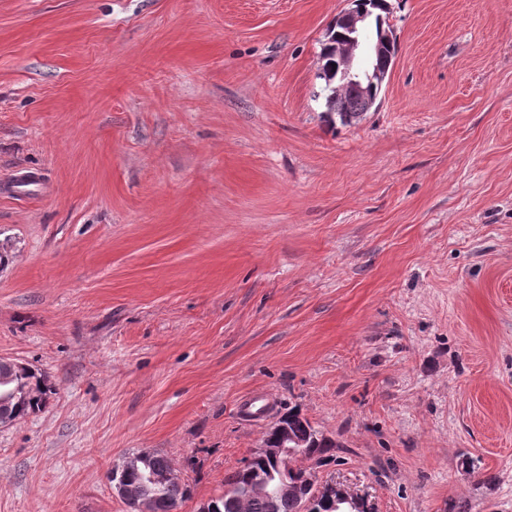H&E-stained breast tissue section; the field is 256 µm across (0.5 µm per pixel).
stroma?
<instances>
[{
    "instance_id": "obj_1",
    "label": "stroma",
    "mask_w": 512,
    "mask_h": 512,
    "mask_svg": "<svg viewBox=\"0 0 512 512\" xmlns=\"http://www.w3.org/2000/svg\"><path fill=\"white\" fill-rule=\"evenodd\" d=\"M389 3L344 126L349 0H0V181L50 188L0 196V358L52 388L0 512H126L153 450L197 512L291 406L373 512H512V0ZM353 7L341 14V22L346 25L348 31L346 44L339 54L340 80L344 85L351 88L354 93L369 103V107L365 112H369L373 107H377L376 100L372 97L371 91L377 85H382L390 71L388 67L382 68L378 65L372 69V57L380 58L384 52L385 46L392 44L396 36L389 26L385 27L386 19H382L380 23V37L378 40L370 44L365 42L363 38H359V31L363 29L367 23V18L362 11H358L354 4L357 0H352ZM336 31H342L341 28L328 29L325 42L321 48L322 72L320 78L324 80V92L326 116L330 122H333V115L343 125L350 124L354 120L360 118L366 109V102L353 93L349 88L339 87L336 81V75L331 74L332 65L336 64L334 58L333 46L330 42H339L336 39ZM365 51L370 59L368 68L358 64V56Z\"/></svg>"
}]
</instances>
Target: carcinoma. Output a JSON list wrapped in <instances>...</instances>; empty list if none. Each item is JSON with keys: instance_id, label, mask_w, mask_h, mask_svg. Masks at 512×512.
I'll list each match as a JSON object with an SVG mask.
<instances>
[{"instance_id": "carcinoma-1", "label": "carcinoma", "mask_w": 512, "mask_h": 512, "mask_svg": "<svg viewBox=\"0 0 512 512\" xmlns=\"http://www.w3.org/2000/svg\"><path fill=\"white\" fill-rule=\"evenodd\" d=\"M337 42L336 30L328 29L321 48L324 80L326 116L336 118L343 125L350 124L363 115L366 102L349 88L339 86L336 75L332 74L334 58L333 43ZM50 387L38 370L24 366L16 367L14 361L0 358V424L7 425L42 411L48 399ZM288 415V429L295 443L301 445L298 452L308 459L323 464L336 460L334 452L338 445L327 436L320 435L311 422L300 411L291 408ZM172 466L171 460L160 451H144L136 454L113 475L135 487L142 495L154 500L155 512H177L179 505L190 499L193 490L190 484L179 481L161 487L151 484L147 475L161 473ZM264 473L271 484L284 481L303 480V467L287 471L278 467L268 456L253 455L247 465L237 468L224 476V492L201 503L198 512H347L348 504L343 502L344 494L337 489L322 493L312 486L295 495L258 496L248 492L253 476Z\"/></svg>"}]
</instances>
